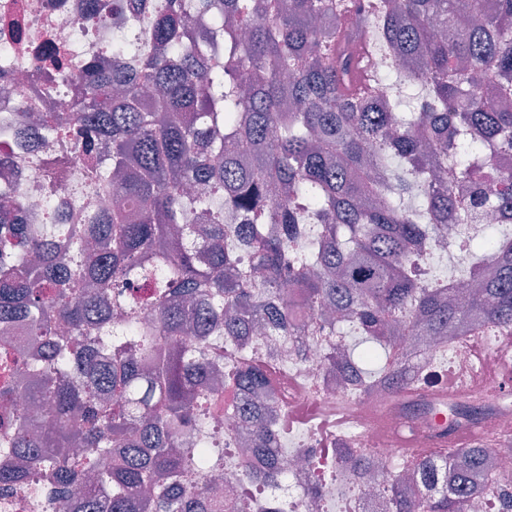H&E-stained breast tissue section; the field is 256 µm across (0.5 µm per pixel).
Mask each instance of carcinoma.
Returning <instances> with one entry per match:
<instances>
[{"label":"carcinoma","mask_w":512,"mask_h":512,"mask_svg":"<svg viewBox=\"0 0 512 512\" xmlns=\"http://www.w3.org/2000/svg\"><path fill=\"white\" fill-rule=\"evenodd\" d=\"M217 1L214 27L191 31L188 11ZM106 12L122 26L112 68L58 66L47 84L73 87L67 115L33 126L22 113L0 136L43 166L49 196L48 223H30L15 154L0 156V399L28 394L49 424L0 416V508L293 512L262 501L288 477L276 410L259 400L274 374L224 348L259 328L303 336L333 305L347 324L327 363L401 398L405 348L468 316L512 333V235L465 237L475 260L456 282L477 283L463 306L422 266L439 231L477 223L476 174L512 216V172L494 158L512 149V0H93L84 25ZM389 80L398 92L382 101ZM450 124L467 137L457 154L474 157L452 180ZM78 157L71 224L55 193ZM114 185L122 204L96 205ZM19 325L38 351L23 387L6 350ZM349 329L369 342L358 359ZM229 389L247 397L252 486L226 502L204 473L224 466L211 417ZM494 405L508 396L451 408L474 423ZM511 443L417 454L412 486L397 473L383 488L386 512H464ZM373 456L308 458L312 488L346 464L365 505Z\"/></svg>","instance_id":"carcinoma-1"}]
</instances>
